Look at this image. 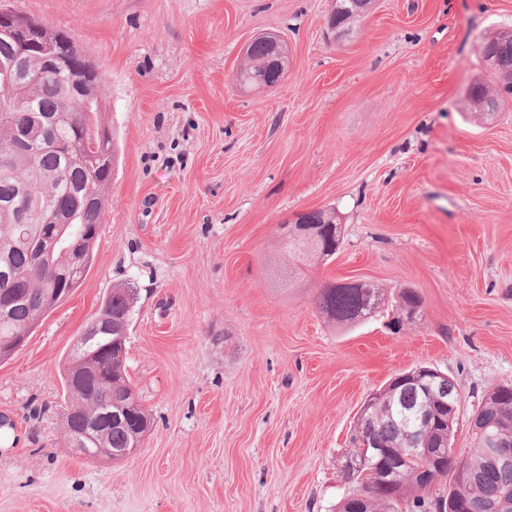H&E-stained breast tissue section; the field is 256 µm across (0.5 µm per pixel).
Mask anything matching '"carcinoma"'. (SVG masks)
Instances as JSON below:
<instances>
[{
    "instance_id": "carcinoma-1",
    "label": "carcinoma",
    "mask_w": 512,
    "mask_h": 512,
    "mask_svg": "<svg viewBox=\"0 0 512 512\" xmlns=\"http://www.w3.org/2000/svg\"><path fill=\"white\" fill-rule=\"evenodd\" d=\"M48 37L34 38L22 51L19 43L0 35V203L16 197L17 188L26 190V198L17 202L25 218L15 220L0 212V294L11 291L6 313L0 315V340L27 336L45 315L77 288L88 272L93 249L103 221V194L112 178V161L117 151L115 135L101 122L102 75L94 66H86L84 56L70 55L65 66L44 72L43 57L50 51L65 53L73 37L65 30L40 23ZM497 53L504 68H512V39L493 37L480 51ZM26 125L40 131L42 144L25 148L18 144L13 129ZM59 207L66 212V234L82 244L84 259L80 265H61V276L34 268V244L48 235L41 223L44 214ZM320 228L327 258L342 245L338 224H325L318 213L308 215ZM136 289L114 288L103 298L96 316L84 335L96 337V357L82 354L67 358L68 371L81 372L76 388L63 386L65 435L103 433V448H130L142 433L150 430L151 418L138 396L124 393L133 387L127 370L128 334L112 332L104 337L103 328L118 327L134 313ZM384 293L370 283L359 287L327 283L319 289L317 309L328 322L339 328H351L381 308ZM399 304L409 318L420 308L417 292L403 288ZM424 382L419 378L393 379L374 393L372 402L362 405L357 422L383 445L376 459V476L345 473L348 482L360 481L363 498L343 499L338 512H454L451 490L456 484V467L466 476L463 512H512V467L502 468L485 454V433L496 434L512 448V386H502L481 399L470 423L471 446L464 455L454 449L455 420L442 412L440 423L419 427L416 413L429 401ZM125 401V422L106 423L97 414L99 406L111 407ZM418 437L433 448H447L451 457L441 471L440 480L448 481V491L435 492L424 485L423 463L399 462L400 451L410 438Z\"/></svg>"
}]
</instances>
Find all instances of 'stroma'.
<instances>
[{"mask_svg":"<svg viewBox=\"0 0 512 512\" xmlns=\"http://www.w3.org/2000/svg\"><path fill=\"white\" fill-rule=\"evenodd\" d=\"M70 32L103 74L119 150L89 271L0 364V512H336L366 398L425 364L482 396L512 385V100L475 111L480 46L512 0H375L346 39L332 0H0ZM275 33L288 73L247 92ZM340 217L327 262L289 264L284 223ZM370 282L351 330L314 302ZM137 290L127 364L154 425L85 460L61 421L64 359L113 286ZM421 298L390 331L399 289ZM263 38L265 39L267 49L264 42L259 38L252 41L248 48H245L244 51H246V49L248 50L246 56L247 64L250 61H258L263 59L267 50V55L265 61L263 62V66L268 69L279 71L283 77L286 73L285 62L287 61L288 57L286 44L276 34H265Z\"/></svg>","mask_w":512,"mask_h":512,"instance_id":"obj_1","label":"stroma"}]
</instances>
